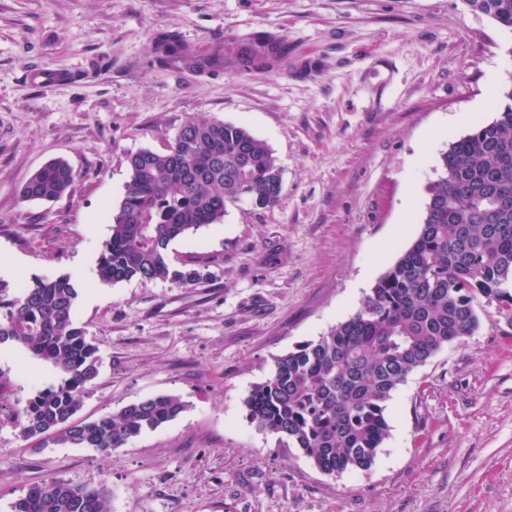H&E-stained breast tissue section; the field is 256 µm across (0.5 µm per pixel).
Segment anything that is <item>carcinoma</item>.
<instances>
[{"mask_svg": "<svg viewBox=\"0 0 512 512\" xmlns=\"http://www.w3.org/2000/svg\"><path fill=\"white\" fill-rule=\"evenodd\" d=\"M466 3L483 4L501 29L512 32V0ZM154 50L162 66L224 64V47L198 54L172 31L156 34ZM271 54H288V44L259 35L235 62L261 69ZM499 97L496 117L440 154L416 238L359 309L278 358L270 377L245 400L251 422L327 475L373 464L388 435L392 392L448 344L472 335L480 325L477 309L493 308L512 321V75ZM128 167L130 180L98 259V277L107 284L202 280L201 268L173 265L170 244L221 223L229 204L269 208L283 190L268 145L247 128L218 119L188 120L164 150L141 149L129 156ZM73 182L70 165L54 160L24 184L22 198L52 202ZM78 296L68 275L36 278L18 295L0 278V344L19 345L63 375L59 385L29 401L19 422L22 436L107 454L176 419L187 404L157 395L91 422L72 421L99 374L97 350L72 319ZM12 512L109 510L104 490L56 480L30 487Z\"/></svg>", "mask_w": 512, "mask_h": 512, "instance_id": "carcinoma-1", "label": "carcinoma"}]
</instances>
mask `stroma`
Returning <instances> with one entry per match:
<instances>
[{
    "label": "stroma",
    "mask_w": 512,
    "mask_h": 512,
    "mask_svg": "<svg viewBox=\"0 0 512 512\" xmlns=\"http://www.w3.org/2000/svg\"><path fill=\"white\" fill-rule=\"evenodd\" d=\"M165 30L228 58L260 33L289 52L264 70L165 68ZM41 68L68 80L41 88ZM511 74L512 34L465 0H0V257L22 260L18 284L76 278L72 319L100 358L77 419L162 394L188 405L107 454L43 446L19 422L62 377L0 345V512L55 479L106 486L109 512H512V324L496 312L396 388L368 469L323 474L245 407L277 358L354 314L411 244L440 152L494 118L487 87ZM192 118L264 140L278 203L228 205L172 242L174 263L203 266L194 285L102 283L128 156ZM55 158L75 172L69 192L22 200Z\"/></svg>",
    "instance_id": "stroma-1"
}]
</instances>
